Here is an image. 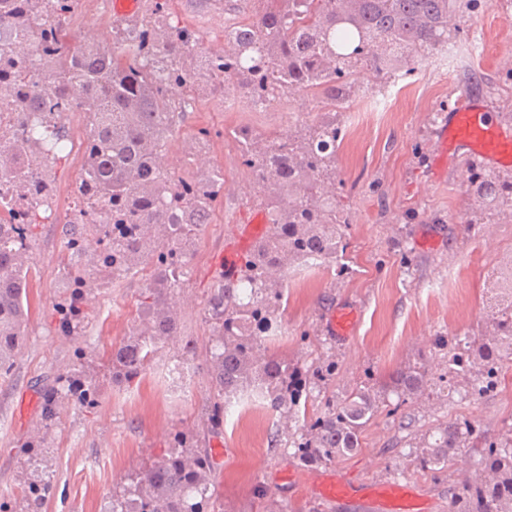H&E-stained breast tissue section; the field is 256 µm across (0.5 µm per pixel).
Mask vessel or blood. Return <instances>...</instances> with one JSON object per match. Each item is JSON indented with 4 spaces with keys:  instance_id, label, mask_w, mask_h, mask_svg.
<instances>
[{
    "instance_id": "b4317fda",
    "label": "vessel or blood",
    "mask_w": 512,
    "mask_h": 512,
    "mask_svg": "<svg viewBox=\"0 0 512 512\" xmlns=\"http://www.w3.org/2000/svg\"><path fill=\"white\" fill-rule=\"evenodd\" d=\"M443 151H462L485 167L512 169V125L493 118L490 106L479 99L465 96L446 113L435 131ZM265 231L262 217L241 225L229 238L220 270L225 278H235L240 256ZM357 313L351 308L334 311L327 325L330 335L348 337ZM310 493L330 502H354L369 512H424L413 486L408 484L353 482L343 476L324 474L314 477Z\"/></svg>"
}]
</instances>
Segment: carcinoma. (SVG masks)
Instances as JSON below:
<instances>
[{
  "instance_id": "cac0c4a2",
  "label": "carcinoma",
  "mask_w": 512,
  "mask_h": 512,
  "mask_svg": "<svg viewBox=\"0 0 512 512\" xmlns=\"http://www.w3.org/2000/svg\"><path fill=\"white\" fill-rule=\"evenodd\" d=\"M76 0H0V378L10 373L29 316L30 263L40 225L54 221V168L70 141L62 113L80 110L88 132L80 143L81 167L74 186L83 200L63 222L61 263L68 292L53 306L64 335H80L87 311L101 289L149 269L134 320L104 369L112 384L128 386L150 367L159 343L178 335L180 317L170 302L179 276L194 254L223 180L181 178L161 163L168 137L181 123L166 94L172 83L190 92H232L270 101L292 89L311 91L336 107L351 88L350 69L366 61L378 74L405 77V54L425 57L445 43L448 18L471 0H261L264 7L224 33V54L199 55L185 26L164 16L130 30L120 49L71 39L67 33ZM349 20L342 21L340 17ZM44 42L37 56L11 45ZM343 128L336 115L279 138L239 133L241 156L262 192L270 231L242 258L237 277L220 275L205 304L209 326L206 366L211 396L204 404L203 432L174 433L169 450L137 470L130 484L112 494L108 512H213L218 474L204 438L224 433V409L255 393L277 413L274 448H291L301 465L328 464L360 451L365 426L386 406L389 394L430 399L431 379L417 361L395 371L391 385L369 384L344 399H326L309 415V399L328 388L336 362L305 363L269 353L265 343L282 335L285 281L293 265H315L344 275L346 223L336 201V153ZM466 193L484 211L512 210V184L493 173L472 176ZM131 224L130 239L112 225ZM490 329L448 346L453 378L473 379L480 395L496 390L512 362V293L489 311ZM75 363L40 388V435L21 445L31 467L24 510L42 512L50 485L39 465L65 404L93 410L99 372ZM473 428L440 423L414 437V462L440 471L467 452ZM448 512H512V429L480 456L474 476L450 499Z\"/></svg>"
}]
</instances>
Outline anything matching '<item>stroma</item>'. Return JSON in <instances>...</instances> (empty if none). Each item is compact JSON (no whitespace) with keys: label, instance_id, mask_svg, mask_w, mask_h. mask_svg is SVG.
<instances>
[{"label":"stroma","instance_id":"35a3bbf8","mask_svg":"<svg viewBox=\"0 0 512 512\" xmlns=\"http://www.w3.org/2000/svg\"><path fill=\"white\" fill-rule=\"evenodd\" d=\"M159 1L167 19L192 30L206 54L223 49L225 29L261 8L259 0H140L133 14L120 17L111 0H77L69 27L78 38L109 47L119 30L149 19ZM448 37L456 48L450 61L437 51L411 60V75L396 81L358 62L350 76L351 95L336 109L345 130L336 199L346 218L341 231L352 272L339 277L328 270L290 269L284 334L270 346L272 353L293 360L335 359L336 379L326 393H314L312 409H320L326 396L343 397L364 383L384 385L394 369L421 350L432 374H443L448 357L436 339L460 338L486 327L502 263L512 257V211L490 214L467 199L474 169L465 152L448 159L441 177L433 175V131L461 95L486 101L512 122V0H478L475 8L450 19ZM168 96L184 107L186 119L161 153L164 166L179 176L217 172L224 177L176 294L181 333L162 343L139 382L121 390L102 386L96 410L63 408L48 450L44 478L52 490L43 512H106L113 491L131 472L167 452L172 433L200 425L209 395L205 299L220 271L226 237L262 209L235 135L243 128L265 136L284 133L321 121L327 112L319 96L301 91L280 95L263 108L242 95L192 96L179 85L170 86ZM202 128L209 132L203 145L197 138ZM469 224L486 230L467 234ZM60 231L57 224L41 227L32 254L37 277L29 290L23 344L11 375L0 381V498L21 497L26 458L18 446L39 418L37 389L43 379L71 366L75 346L97 361L118 347L146 285L140 272L102 289L79 339L64 336L53 312L66 293ZM341 307L357 312L348 338L326 332L330 314ZM303 334L310 346L301 345ZM188 342L196 346L189 359L183 354ZM400 411L412 420L409 430L379 412L362 433L361 451L322 470L356 482H410L426 499L428 512H448L463 472L473 471L485 446L512 427V372L493 394H457L431 404L410 400ZM455 420L474 427L469 451L449 458L441 472L420 470L406 455L410 433ZM275 424L267 407L226 420L215 512H269L275 503L289 512H363L308 494L306 484L317 471L271 447Z\"/></svg>","mask_w":512,"mask_h":512}]
</instances>
